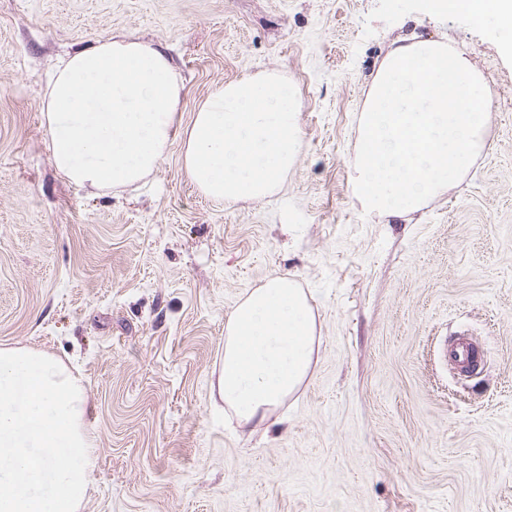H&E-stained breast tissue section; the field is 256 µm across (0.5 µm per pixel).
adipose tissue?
<instances>
[{
  "mask_svg": "<svg viewBox=\"0 0 512 512\" xmlns=\"http://www.w3.org/2000/svg\"><path fill=\"white\" fill-rule=\"evenodd\" d=\"M443 14L494 20L512 52V0H432ZM182 80L166 54L133 37H110L62 60L42 112L56 169L99 189L149 175L175 139L184 169L209 198L238 202L267 196L300 149L299 98L275 71L214 86L191 124L175 127ZM315 319L292 279L277 275L232 311L224 332L217 390L238 419L263 422L306 380Z\"/></svg>",
  "mask_w": 512,
  "mask_h": 512,
  "instance_id": "obj_1",
  "label": "adipose tissue"
}]
</instances>
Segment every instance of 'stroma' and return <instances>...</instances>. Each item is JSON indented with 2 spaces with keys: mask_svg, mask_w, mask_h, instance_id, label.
<instances>
[{
  "mask_svg": "<svg viewBox=\"0 0 512 512\" xmlns=\"http://www.w3.org/2000/svg\"><path fill=\"white\" fill-rule=\"evenodd\" d=\"M465 52L491 125L461 181L389 224L351 181L359 115L402 32ZM132 35L170 58L187 126L218 83L282 73L301 149L270 195L204 196L173 142L143 181L78 185L41 108L66 53ZM285 275L314 309L309 379L262 424L211 384L237 303ZM485 353L464 376L445 349ZM80 378V512H512V55L428 0H0V348Z\"/></svg>",
  "mask_w": 512,
  "mask_h": 512,
  "instance_id": "35a3bbf8",
  "label": "stroma"
}]
</instances>
